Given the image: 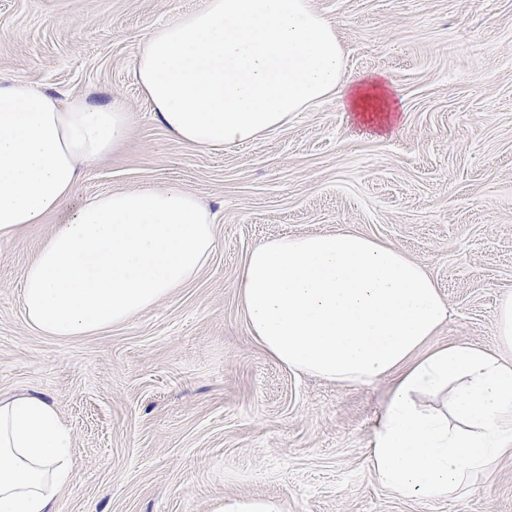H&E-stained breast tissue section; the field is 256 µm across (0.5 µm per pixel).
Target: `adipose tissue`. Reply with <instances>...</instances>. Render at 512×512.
<instances>
[{
  "label": "adipose tissue",
  "instance_id": "adipose-tissue-1",
  "mask_svg": "<svg viewBox=\"0 0 512 512\" xmlns=\"http://www.w3.org/2000/svg\"><path fill=\"white\" fill-rule=\"evenodd\" d=\"M333 27L310 0H205L151 29L133 74L156 121L192 149L257 141L334 93L385 127L388 83L348 82ZM134 125L119 104L65 99L0 75V237L65 212L27 266L22 308L33 330L91 336L191 282L215 249L213 216L171 186L77 193L87 165L120 151ZM239 299L249 331L288 370L346 386L390 379L369 464L408 500L474 490L512 452V292L497 303L498 351L431 346L448 305L425 267L363 234L286 235L247 254ZM74 443L54 403L0 397V512H54Z\"/></svg>",
  "mask_w": 512,
  "mask_h": 512
}]
</instances>
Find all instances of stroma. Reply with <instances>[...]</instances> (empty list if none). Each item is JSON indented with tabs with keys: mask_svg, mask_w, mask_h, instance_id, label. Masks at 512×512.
Listing matches in <instances>:
<instances>
[{
	"mask_svg": "<svg viewBox=\"0 0 512 512\" xmlns=\"http://www.w3.org/2000/svg\"><path fill=\"white\" fill-rule=\"evenodd\" d=\"M204 0H0V73L119 103L127 146L87 166L81 194L181 187L216 215V249L190 283L93 336L38 335L22 276L60 217L0 238V396L38 391L72 429L57 512H217L230 496L285 512H512V454L484 485L403 500L367 450L390 386L288 370L251 336L238 280L249 249L352 230L422 263L450 317L431 340L492 349L512 291V0H310L349 80L380 76L398 121L358 124L336 97L249 145L193 150L155 121L133 77L149 30Z\"/></svg>",
	"mask_w": 512,
	"mask_h": 512,
	"instance_id": "stroma-1",
	"label": "stroma"
}]
</instances>
